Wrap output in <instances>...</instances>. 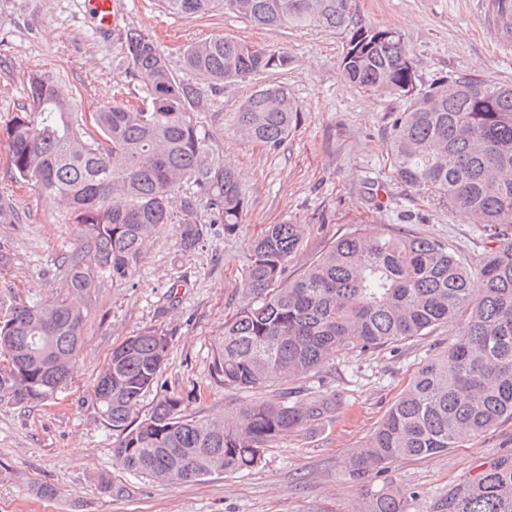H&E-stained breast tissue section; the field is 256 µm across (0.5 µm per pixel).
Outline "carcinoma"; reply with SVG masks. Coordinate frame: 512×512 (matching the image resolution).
Instances as JSON below:
<instances>
[{"label": "carcinoma", "mask_w": 512, "mask_h": 512, "mask_svg": "<svg viewBox=\"0 0 512 512\" xmlns=\"http://www.w3.org/2000/svg\"><path fill=\"white\" fill-rule=\"evenodd\" d=\"M485 2L488 24L512 45V0ZM162 3L175 15H206L221 5L261 27L343 35V78L406 102L390 134L396 176L434 189L496 229L476 295L472 272L447 244L387 227L341 236L292 278L288 261L303 244L305 225L270 224L251 246L250 301L224 322L215 344L213 379L249 390L457 325L448 350L418 369L344 463L348 479L364 488L362 512H408L412 493L377 488L371 478L395 461L462 448L512 422V85L458 73L418 87L404 35L364 24L357 0ZM181 62L180 78L153 39L130 29L115 69L140 81V105L122 99L83 112L56 81L34 72L28 110L0 127L11 178L59 201L58 223L74 225L79 241L66 260V291L44 305L18 303L0 320V405L26 407L67 385L96 288L105 279L131 282L159 225H179L181 247L190 252L207 235L200 202L224 232L241 223L245 192L232 168L209 160L196 112L205 89L283 68L288 56L222 37L185 47ZM299 121L288 89L265 84L241 104L236 133L277 148ZM187 183L195 190L183 191ZM171 343L155 329L129 336L95 379L97 413L119 432L113 455L131 471L178 485L248 470L261 463L268 442L336 410L334 397L263 399L231 417L205 419L167 394L140 419L142 397L158 382ZM476 469L432 499L428 512H512V450Z\"/></svg>", "instance_id": "cac0c4a2"}]
</instances>
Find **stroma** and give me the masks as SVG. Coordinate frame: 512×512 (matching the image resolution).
I'll list each match as a JSON object with an SVG mask.
<instances>
[{
  "label": "stroma",
  "mask_w": 512,
  "mask_h": 512,
  "mask_svg": "<svg viewBox=\"0 0 512 512\" xmlns=\"http://www.w3.org/2000/svg\"><path fill=\"white\" fill-rule=\"evenodd\" d=\"M363 22L400 30L428 87L465 72L512 85V45L484 20V0H359ZM149 35L180 68L181 46L215 37L286 52L288 64L245 83L205 91L197 114L213 160L230 163L248 203L233 233L201 209L208 234L183 251L177 225L160 226L134 280L97 288L72 378L53 398L26 408L0 406V512H357L360 484L344 461L375 429L413 374L454 341L449 325L395 347L331 360L308 377L263 390L227 388L211 376L213 349L246 301L250 245L270 224H303L307 234L289 260L302 274L332 242L354 228L395 231L448 243L477 270L491 246L488 226L426 190L398 180L390 159L392 123L404 100L346 83L339 71L344 39L318 28H260L224 10L209 17L174 16L158 0H118L117 25L101 33L88 0H0V126L29 102L28 76L38 71L72 92L82 111L112 102L126 84L114 64L127 29ZM288 88L301 121L280 147L239 138L238 110L261 84ZM0 140V205L15 223H0V318L18 302L42 304L62 290L63 265L76 245L72 225L33 184L9 173ZM173 344L157 384L143 396L147 414L164 394L184 398L190 412L220 418L257 399L289 394L304 401L332 396L335 412L269 442L261 464L171 486L117 464L118 434L96 413L94 381L114 347L146 328ZM512 448V423L425 459L393 463L391 485L413 492L409 512H426L484 459ZM110 486L101 489L99 476ZM56 496L36 494L39 486Z\"/></svg>",
  "instance_id": "1"
}]
</instances>
